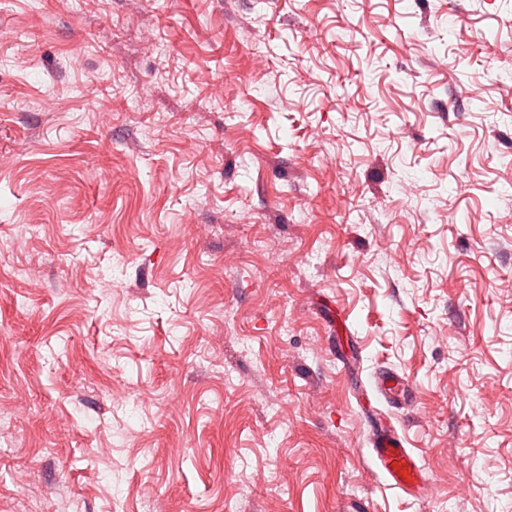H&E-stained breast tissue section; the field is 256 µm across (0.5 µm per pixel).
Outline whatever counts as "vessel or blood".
I'll use <instances>...</instances> for the list:
<instances>
[{
  "label": "vessel or blood",
  "instance_id": "vessel-or-blood-1",
  "mask_svg": "<svg viewBox=\"0 0 512 512\" xmlns=\"http://www.w3.org/2000/svg\"><path fill=\"white\" fill-rule=\"evenodd\" d=\"M374 387L390 406L399 408L413 402L409 380L393 370L380 371ZM373 436V459L388 486L407 493L421 489L426 481L425 467L413 450L404 447L391 427H376Z\"/></svg>",
  "mask_w": 512,
  "mask_h": 512
}]
</instances>
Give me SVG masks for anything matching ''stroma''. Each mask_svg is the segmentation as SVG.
Wrapping results in <instances>:
<instances>
[{"instance_id": "stroma-1", "label": "stroma", "mask_w": 512, "mask_h": 512, "mask_svg": "<svg viewBox=\"0 0 512 512\" xmlns=\"http://www.w3.org/2000/svg\"><path fill=\"white\" fill-rule=\"evenodd\" d=\"M1 29L0 512H512V0ZM374 387L376 393L390 406L399 408L413 403L412 386L403 374L384 369L377 373ZM373 459L387 485L403 492H416L427 481L425 467L411 448H405L390 426L375 427Z\"/></svg>"}]
</instances>
